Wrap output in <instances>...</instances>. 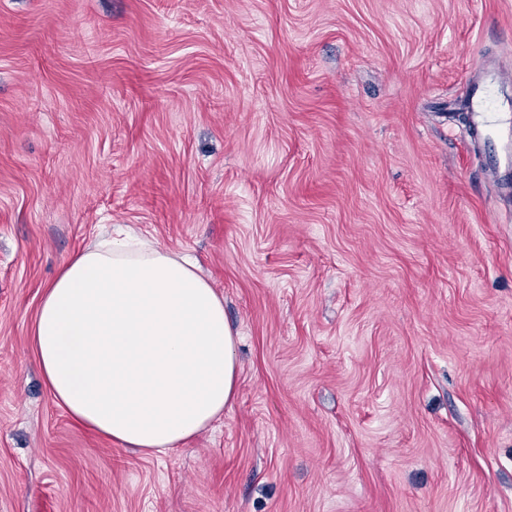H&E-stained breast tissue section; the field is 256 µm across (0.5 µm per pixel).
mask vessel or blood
Masks as SVG:
<instances>
[{
    "label": "vessel or blood",
    "mask_w": 512,
    "mask_h": 512,
    "mask_svg": "<svg viewBox=\"0 0 512 512\" xmlns=\"http://www.w3.org/2000/svg\"><path fill=\"white\" fill-rule=\"evenodd\" d=\"M478 76L470 85L467 110L470 114V132L474 144H482L484 137L494 136L501 155L512 157V125H501L495 119L498 102L495 91L499 85L512 83V72L488 62H480Z\"/></svg>",
    "instance_id": "obj_1"
}]
</instances>
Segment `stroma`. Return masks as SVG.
Segmentation results:
<instances>
[{
    "mask_svg": "<svg viewBox=\"0 0 512 512\" xmlns=\"http://www.w3.org/2000/svg\"><path fill=\"white\" fill-rule=\"evenodd\" d=\"M512 0H0V512H512V196L462 104ZM113 224L194 255L237 395L184 449L31 330Z\"/></svg>",
    "mask_w": 512,
    "mask_h": 512,
    "instance_id": "1",
    "label": "stroma"
}]
</instances>
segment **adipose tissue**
Here are the masks:
<instances>
[{"label":"adipose tissue","mask_w":512,"mask_h":512,"mask_svg":"<svg viewBox=\"0 0 512 512\" xmlns=\"http://www.w3.org/2000/svg\"><path fill=\"white\" fill-rule=\"evenodd\" d=\"M236 341L191 255L122 228L61 266L32 330L57 405L148 454L176 451L223 416Z\"/></svg>","instance_id":"1"}]
</instances>
